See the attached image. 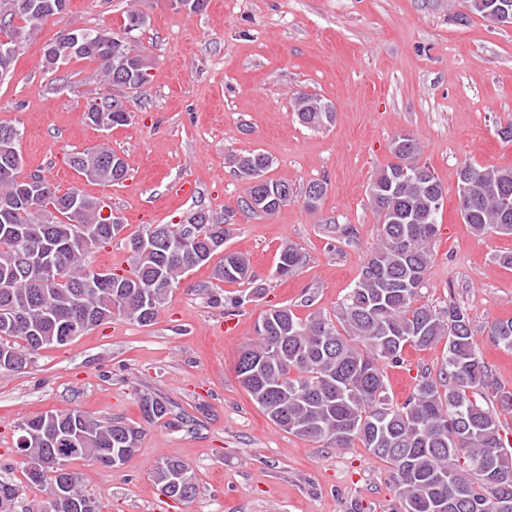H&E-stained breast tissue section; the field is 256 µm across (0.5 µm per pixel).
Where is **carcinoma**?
<instances>
[{
    "mask_svg": "<svg viewBox=\"0 0 512 512\" xmlns=\"http://www.w3.org/2000/svg\"><path fill=\"white\" fill-rule=\"evenodd\" d=\"M57 0H10L0 18V73H9L17 44L39 36L46 16L61 13ZM126 13L119 37L97 46L100 29L80 28L88 47L63 54L98 63L108 83L130 85L154 68L151 58L131 45ZM329 103L317 96L293 98L292 109L302 125L318 128L332 120ZM23 132L0 124V374L24 371L40 350L61 345L62 336H78L125 318L152 323L181 278L224 253L212 271L220 283L250 278L249 260L238 252L215 247L209 228L217 225L222 240L232 228L224 221L203 222L193 214L185 224H148L128 239L131 267L123 273L98 272L91 266L96 250L117 236L103 216L102 199L81 192L59 193L43 177L18 179L23 158L17 144ZM423 147L412 135H396L394 161L379 169L369 186V200L378 216V242L359 277L336 305L333 316L313 311L304 317L292 308L274 306L260 321L257 341L240 352L236 374L242 387L276 425L304 440L326 447L351 448L359 443L391 466L404 512H512V453L503 444L501 415L512 413V391L499 388L478 350L467 311L456 305L437 309L420 303L419 290L432 264L431 244L439 231L431 194H442L436 176L419 179L430 167L421 162ZM114 151L107 144L73 152L69 166L86 180L120 184L118 170L102 166ZM272 161L257 152L243 154L237 176L245 183L241 210L252 212L257 196L261 213L272 216L288 205L290 184L267 176ZM406 169L395 190L381 192L397 169ZM474 184L478 196L459 202L464 223L478 236L512 235V221L502 218V197L512 195V167L483 168L465 162L458 170V193ZM299 249L281 248L276 272L288 277L303 263ZM494 341L512 351V318L492 323ZM447 347L445 366L436 375L422 372L409 396L397 402L390 395L383 365H397L407 347L419 350L439 343ZM148 423L170 413L158 396L140 398ZM32 431V453L43 465L38 478L22 461L29 483L46 494V512H99L96 500L82 486L74 464L83 460L106 466L109 455L124 449L122 460L137 448L143 430L118 419H100L81 409L44 413L19 423ZM67 449L66 478L80 497L59 496L60 475L52 451ZM195 484L193 469L179 459H163L153 471L165 495L186 499L177 479ZM17 488L0 481V512H14Z\"/></svg>",
    "mask_w": 512,
    "mask_h": 512,
    "instance_id": "obj_1",
    "label": "carcinoma"
}]
</instances>
